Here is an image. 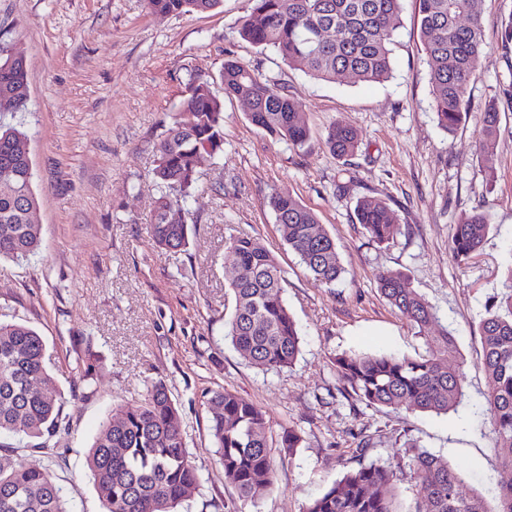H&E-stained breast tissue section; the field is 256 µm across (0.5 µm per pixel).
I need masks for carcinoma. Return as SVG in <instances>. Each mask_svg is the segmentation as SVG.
I'll list each match as a JSON object with an SVG mask.
<instances>
[{
  "instance_id": "1",
  "label": "carcinoma",
  "mask_w": 512,
  "mask_h": 512,
  "mask_svg": "<svg viewBox=\"0 0 512 512\" xmlns=\"http://www.w3.org/2000/svg\"><path fill=\"white\" fill-rule=\"evenodd\" d=\"M239 35L263 50L271 49L290 65L318 80L350 77L376 82L391 72L395 20L402 0H251ZM429 83L439 125L454 130L468 111L466 89L488 61L480 22V0H414ZM221 0H147L150 12L178 15L205 13ZM224 95L247 98L248 120L260 131L294 146H304L309 128L301 104L285 83L256 68L227 59L220 73ZM29 88L26 65L0 58V115L25 112ZM479 150L491 156L499 113L484 112ZM27 140L18 126L0 124V258L24 260L40 245L33 187V168L14 145ZM325 144L338 158L354 155L356 131L343 120L333 123ZM224 154V102L209 80L191 79L182 91L173 125L156 146L153 177L161 196L149 224L155 245L185 250L195 224L188 222L186 200L199 180V155ZM280 236L318 281L332 285L344 273L334 239L320 228L318 216L297 200L275 193L270 197ZM357 223L383 244L393 238L397 217L389 205L364 198L356 205ZM491 229L487 216L474 211L455 225L451 254L465 265L483 249ZM226 252L236 276L225 293L232 311L226 335L253 367L281 370L292 366L300 352L296 323L284 299V271L257 238H229ZM380 293L417 334L425 336L426 354L417 358L386 354L347 353L332 360L342 391L370 407L397 411L409 404L416 410L446 413L464 396V372L453 364L458 350L442 329L425 335L434 320L431 305L406 286L399 271L377 275ZM504 292L487 305L479 324L483 367L492 387L486 398L491 431L502 450L501 465L512 470V267ZM50 358L40 334L25 323L0 319V433L28 439L53 436L60 427V405L42 385L49 379ZM209 432L217 462L235 486L239 500L254 501L272 484L273 449L297 453L302 436L294 429L273 439L265 414L250 400L228 390L208 399ZM411 478L423 493L415 512H512V484L501 486L494 506L478 493H463V475L447 460L409 443L401 449ZM96 491L106 512H181L199 484L187 448L178 408L165 384L153 383L144 399L105 422L86 456ZM396 472L372 461L349 470L304 512H398ZM0 512H70L48 465L32 466L22 457L0 454Z\"/></svg>"
}]
</instances>
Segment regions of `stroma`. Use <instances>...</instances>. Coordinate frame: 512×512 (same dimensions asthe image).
<instances>
[{"label":"stroma","mask_w":512,"mask_h":512,"mask_svg":"<svg viewBox=\"0 0 512 512\" xmlns=\"http://www.w3.org/2000/svg\"><path fill=\"white\" fill-rule=\"evenodd\" d=\"M489 61L470 82L469 110L452 131L438 125L413 0H403L392 70L379 82L317 80L241 39L250 0H222L206 14L156 15L146 0H0V57L23 56L24 126L39 200L41 242L25 261L0 260V318L34 328L51 362L49 387L62 398L61 426L46 451L22 448L28 464L55 454L71 512H104L86 451L103 421L119 416L161 381L175 400L201 477L185 512H303L342 474L392 461L411 442L447 458L469 488L494 501L512 483L484 410L490 380L478 326L512 260V50L501 35L512 0H481ZM281 75L310 129L301 147L271 138L247 119L242 100L224 102V154L203 156L187 201L197 232L187 250L155 246L149 229L159 193L156 145L193 77L221 92L227 58ZM499 112L491 161L479 152L483 113ZM347 121L359 150L331 154L328 127ZM314 211L336 243L345 272L316 281L281 239L271 194ZM395 211L393 240H369L354 220L359 198ZM483 210L491 231L481 255L458 266L454 226ZM257 237L285 272V298L301 337L292 367H252L225 337L224 289L233 278L224 241ZM406 275L454 336L464 362L463 402L445 414L372 408L344 395L331 365L343 352L424 355L417 336L382 297L379 272ZM92 367L84 379V367ZM229 390L261 408L274 435L293 427L297 454H273L274 482L241 502L216 462L206 404ZM369 445L356 453V433Z\"/></svg>","instance_id":"35a3bbf8"}]
</instances>
